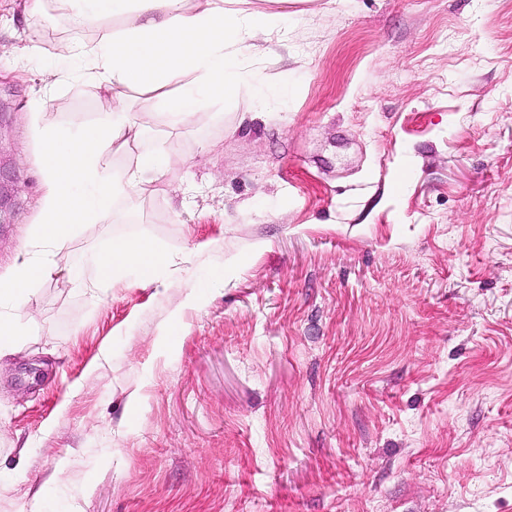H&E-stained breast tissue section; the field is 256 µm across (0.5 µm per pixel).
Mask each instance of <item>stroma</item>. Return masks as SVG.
Masks as SVG:
<instances>
[{
	"label": "stroma",
	"instance_id": "obj_1",
	"mask_svg": "<svg viewBox=\"0 0 512 512\" xmlns=\"http://www.w3.org/2000/svg\"><path fill=\"white\" fill-rule=\"evenodd\" d=\"M288 16L224 93L150 124L163 177L73 226L11 308L0 512H512V0H251ZM0 0V272L38 260L33 123L112 94L102 28ZM288 81V94L277 91ZM125 237L169 257L80 288Z\"/></svg>",
	"mask_w": 512,
	"mask_h": 512
}]
</instances>
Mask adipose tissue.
<instances>
[{"mask_svg": "<svg viewBox=\"0 0 512 512\" xmlns=\"http://www.w3.org/2000/svg\"><path fill=\"white\" fill-rule=\"evenodd\" d=\"M89 25L113 16L119 24L96 44L77 47L86 62L85 74L111 91V111L100 113L93 125L51 129L35 127L45 146L41 161L43 194L34 236L46 246L41 260L16 265L0 274V308L21 300L37 280L49 277L57 266L54 247L70 226L105 223L112 218L118 195L142 192L162 174L166 148L140 154L127 165L122 178L112 173L110 147L139 140L144 124L125 110L124 88L138 85L155 92L172 126L189 125L196 112L226 91L246 85L261 88L265 79L246 70L243 58L260 33L284 27L286 17L250 8V0H62ZM181 83L178 94L167 93ZM97 287H109L124 270L153 279L163 255L147 241L121 238L94 253Z\"/></svg>", "mask_w": 512, "mask_h": 512, "instance_id": "1", "label": "adipose tissue"}]
</instances>
